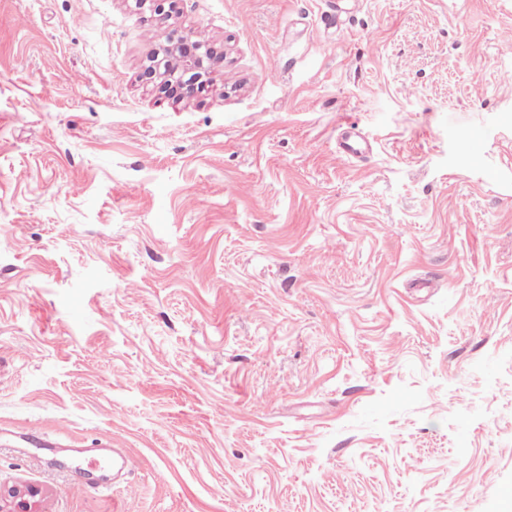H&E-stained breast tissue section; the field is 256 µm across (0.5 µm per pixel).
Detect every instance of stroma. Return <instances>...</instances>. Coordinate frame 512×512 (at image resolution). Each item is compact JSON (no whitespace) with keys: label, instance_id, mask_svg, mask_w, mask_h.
I'll return each mask as SVG.
<instances>
[{"label":"stroma","instance_id":"obj_1","mask_svg":"<svg viewBox=\"0 0 512 512\" xmlns=\"http://www.w3.org/2000/svg\"><path fill=\"white\" fill-rule=\"evenodd\" d=\"M164 9L0 0V512H512V0ZM202 45L193 33H172L168 44L149 60L144 75L166 97L194 96L206 84L204 77L221 57ZM336 145V153L343 159L356 158L367 148L365 141L351 128L344 130L340 134Z\"/></svg>","mask_w":512,"mask_h":512}]
</instances>
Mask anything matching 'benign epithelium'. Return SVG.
Instances as JSON below:
<instances>
[{"label": "benign epithelium", "mask_w": 512, "mask_h": 512, "mask_svg": "<svg viewBox=\"0 0 512 512\" xmlns=\"http://www.w3.org/2000/svg\"><path fill=\"white\" fill-rule=\"evenodd\" d=\"M220 58L192 33H172L168 44L149 60L144 75L167 97L195 95L206 84L205 76Z\"/></svg>", "instance_id": "obj_1"}]
</instances>
